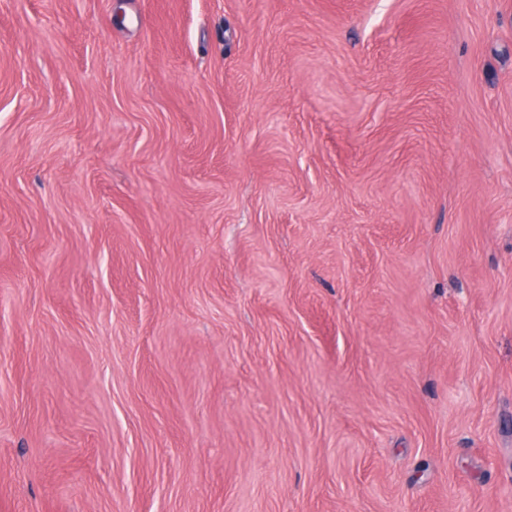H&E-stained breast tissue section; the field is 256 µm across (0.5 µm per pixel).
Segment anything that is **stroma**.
<instances>
[{
  "label": "stroma",
  "instance_id": "obj_1",
  "mask_svg": "<svg viewBox=\"0 0 512 512\" xmlns=\"http://www.w3.org/2000/svg\"><path fill=\"white\" fill-rule=\"evenodd\" d=\"M0 512H512V0H0Z\"/></svg>",
  "mask_w": 512,
  "mask_h": 512
}]
</instances>
